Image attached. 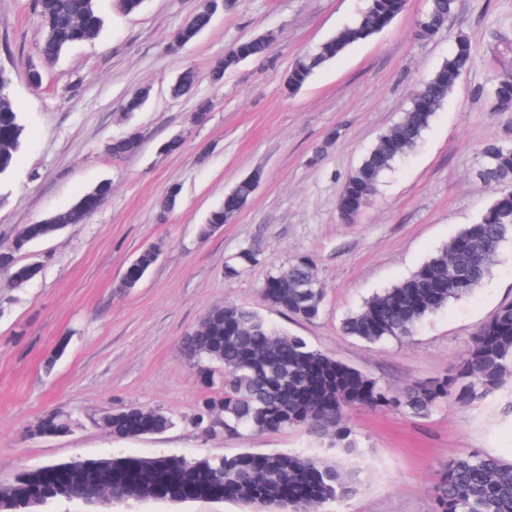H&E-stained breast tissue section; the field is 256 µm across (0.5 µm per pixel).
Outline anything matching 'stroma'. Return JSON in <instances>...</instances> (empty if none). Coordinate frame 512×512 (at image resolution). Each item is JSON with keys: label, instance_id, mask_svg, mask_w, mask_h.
Listing matches in <instances>:
<instances>
[{"label": "stroma", "instance_id": "35a3bbf8", "mask_svg": "<svg viewBox=\"0 0 512 512\" xmlns=\"http://www.w3.org/2000/svg\"><path fill=\"white\" fill-rule=\"evenodd\" d=\"M196 3L144 0L128 14L116 0H98L106 20L100 36L44 64L33 0H0V71L11 79L25 125L14 170L0 181V244L100 182L112 184L88 223L17 254L18 262L39 266L35 279L17 283L0 267V485L78 460L318 451L299 429L227 439L192 425L205 389L180 342L214 305L250 307L277 329L399 389L442 377L473 332L512 301L509 240L491 275L423 319L408 342L372 344L339 331L348 313L411 275L490 203L493 192L477 175L479 151L489 140L512 141V112L494 111L485 92L512 73V0H458L429 41L416 36L428 0H407L390 25L296 91L287 82L291 64L350 23L367 0H237L194 43L167 52ZM266 32L276 36L271 63L247 61L222 83L210 82L230 47ZM461 35L472 46L470 68L418 146L384 175L356 221L344 223L338 201L348 175ZM32 64L43 72L37 89L27 82ZM188 67L200 76L194 96L172 98V79ZM142 87L149 100L126 115L127 97ZM199 97L214 104L202 124L194 121ZM132 130L142 139L139 153L116 159L106 152L109 141ZM177 134L182 150L162 152ZM319 146L325 153L316 163ZM250 177L257 185L241 212L201 237L225 192ZM174 185L178 204L160 218L157 202ZM251 244L262 250L259 264L225 277V263ZM149 245L160 246L158 261L137 288L120 291L126 268ZM300 257L316 262L324 289L323 310L311 321L289 317L260 293L272 268ZM123 406L164 411L175 424L112 437L103 418ZM52 411L72 416V433L36 434ZM347 422L359 442L361 484L327 512H433L429 488L440 464L470 450L512 458V380L482 400L426 417L357 407ZM114 512L250 510L230 501H150L118 504Z\"/></svg>", "mask_w": 512, "mask_h": 512}]
</instances>
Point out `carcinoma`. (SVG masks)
Listing matches in <instances>:
<instances>
[{"label": "carcinoma", "instance_id": "cac0c4a2", "mask_svg": "<svg viewBox=\"0 0 512 512\" xmlns=\"http://www.w3.org/2000/svg\"><path fill=\"white\" fill-rule=\"evenodd\" d=\"M42 18L38 46L41 59H58L71 45L96 39L105 26L97 0H35ZM234 6V0H200L187 21L172 35L167 51L176 52L206 31L216 13ZM406 0H367L351 23L297 58L288 70V86L302 87L318 70L335 61L352 45L388 26L402 13ZM457 0H430L417 22L419 39L432 38L434 24L445 20ZM275 40L272 33L237 42L212 68L215 83L247 60H266ZM472 62V47L460 36L448 57L421 85L399 122L382 134L348 176L338 201L341 218L351 222L370 203L382 176L394 161L414 148L433 116L448 100L460 76ZM198 75L182 70L170 85L179 98L190 93ZM493 108L512 111V74H503L491 89ZM25 127L16 110L11 80L0 71V178L8 176L24 142ZM140 135L133 132L112 140L114 157L137 154ZM479 177L495 195L478 219L462 228L450 243L425 261L411 276L374 294L341 323V332L369 342L402 340L411 336L425 317L478 287L498 261L500 248L512 236V144L486 143L480 151ZM99 204L94 191L82 194L58 215L59 224H84ZM238 214L220 205L209 214L208 225L226 224ZM59 224H39L47 238ZM30 238L19 233L0 246V265L12 270L17 282L37 277V267L19 264L15 255ZM260 250L241 249L225 265L232 278L259 262ZM261 293L285 314L313 320L320 313L323 288L316 264L298 258L273 269ZM181 352L209 393L197 404L193 423L207 435L224 433L242 439L269 429H301L324 447L336 450V459L314 454L268 453L257 462L250 453L224 457L114 458L112 466L81 473L66 464H50L24 474L0 489V507L8 512H41L42 505L28 495V486L57 500L95 484L114 499L176 497L183 501L231 492L235 500L257 512H321L357 492L355 464L358 440L346 414L355 407L392 408L427 416L444 404H467L484 398L512 376V303L498 309L471 337L463 357L448 374L428 383L396 390L338 362L311 347L302 337L279 332L254 310L234 304L212 306L197 326L183 336ZM114 437L137 436L148 430L164 432L174 425L163 412L143 407H121L103 419ZM71 417L56 412L45 416L37 432L65 435ZM434 512H512V461L479 451L457 456L439 470L432 487Z\"/></svg>", "mask_w": 512, "mask_h": 512}]
</instances>
